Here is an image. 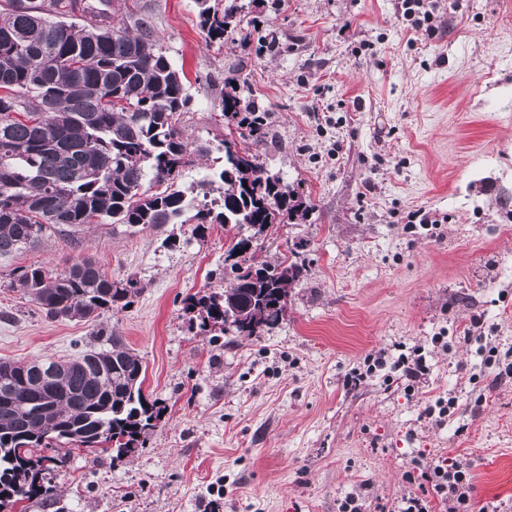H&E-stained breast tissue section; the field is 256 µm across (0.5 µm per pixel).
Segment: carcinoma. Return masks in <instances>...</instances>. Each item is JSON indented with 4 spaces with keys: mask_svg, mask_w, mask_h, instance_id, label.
<instances>
[{
    "mask_svg": "<svg viewBox=\"0 0 512 512\" xmlns=\"http://www.w3.org/2000/svg\"><path fill=\"white\" fill-rule=\"evenodd\" d=\"M112 0H48L50 14L28 0L0 3V260L58 235L79 246L85 224L157 228L195 221L265 229L304 218L293 188L266 173L253 147L269 135L268 113L224 77L222 116L238 139L190 144L180 117L190 103L182 73L159 47L152 21H112ZM207 43H224L237 0H195ZM86 18L79 25L75 13ZM217 151L214 178L185 187L184 167ZM233 279L221 292L188 297L202 324L258 336L288 312L289 290L304 267L285 255L256 260L249 239L227 250ZM7 288L51 319H80L108 348L89 350L49 375L50 359L31 361L23 381L0 376V503L55 493L43 484L62 464L60 446L102 448L119 459L144 442L163 407L144 392L146 366L101 317L140 292L116 281L90 258L63 272L15 268ZM50 449L54 455L42 454Z\"/></svg>",
    "mask_w": 512,
    "mask_h": 512,
    "instance_id": "carcinoma-1",
    "label": "carcinoma"
}]
</instances>
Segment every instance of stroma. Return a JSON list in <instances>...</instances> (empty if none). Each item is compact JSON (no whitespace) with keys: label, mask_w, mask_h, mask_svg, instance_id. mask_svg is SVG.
<instances>
[{"label":"stroma","mask_w":512,"mask_h":512,"mask_svg":"<svg viewBox=\"0 0 512 512\" xmlns=\"http://www.w3.org/2000/svg\"><path fill=\"white\" fill-rule=\"evenodd\" d=\"M231 41L206 44L195 0H113L146 15L191 96L181 126L217 143L224 76L268 112L258 148L269 173L306 201L305 219L259 236L306 272L288 315L258 336L202 330L189 295L229 284L233 236L214 224L131 230L87 224L79 249L52 237L0 265L65 270L93 257L141 285L106 315L147 366L165 408L121 459L72 448L45 474L56 492L10 512H339L354 496L393 506L414 460L467 467L474 508L512 512V0H430L431 32L404 0H238ZM497 366L465 333L473 318ZM92 328L51 320L0 288V361L70 360L100 349ZM421 348L407 382L365 358ZM447 395L442 422L424 414Z\"/></svg>","instance_id":"obj_1"}]
</instances>
